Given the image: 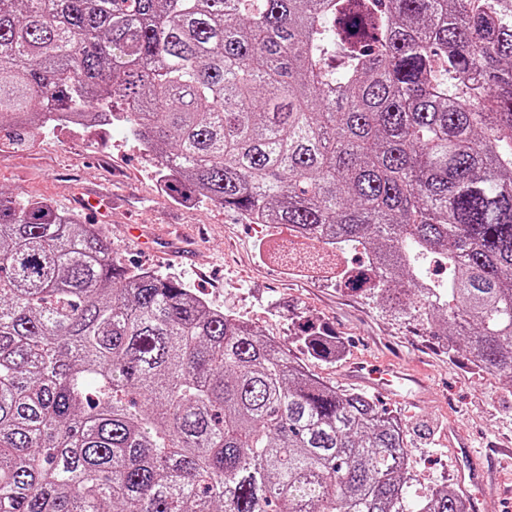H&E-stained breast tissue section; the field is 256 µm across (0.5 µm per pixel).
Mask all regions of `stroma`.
I'll use <instances>...</instances> for the list:
<instances>
[{
    "mask_svg": "<svg viewBox=\"0 0 512 512\" xmlns=\"http://www.w3.org/2000/svg\"><path fill=\"white\" fill-rule=\"evenodd\" d=\"M0 190L20 200L44 199L62 212L98 226L123 265L157 271L186 284L210 305L261 328L277 344L302 351V325L313 322L346 345L342 361L307 359L324 381L346 388L345 363L372 358L423 371L433 385L414 413L387 397L380 406L401 417L417 489L455 481L449 425L467 433L477 454L512 445V394L496 375L476 371L465 351L447 350L427 325L390 316L341 285L298 280L276 259H261L268 238L291 249L288 229L248 223L239 213L207 201L173 196L152 158L121 126L81 134L47 127L26 144L0 134Z\"/></svg>",
    "mask_w": 512,
    "mask_h": 512,
    "instance_id": "1",
    "label": "stroma"
}]
</instances>
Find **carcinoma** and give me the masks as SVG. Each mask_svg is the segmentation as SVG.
I'll list each match as a JSON object with an SVG mask.
<instances>
[{"instance_id": "1", "label": "carcinoma", "mask_w": 512, "mask_h": 512, "mask_svg": "<svg viewBox=\"0 0 512 512\" xmlns=\"http://www.w3.org/2000/svg\"><path fill=\"white\" fill-rule=\"evenodd\" d=\"M52 114L121 123L177 196L363 255L346 288L512 393V0H0V129ZM409 454L368 394L0 191V512H467L408 498Z\"/></svg>"}]
</instances>
